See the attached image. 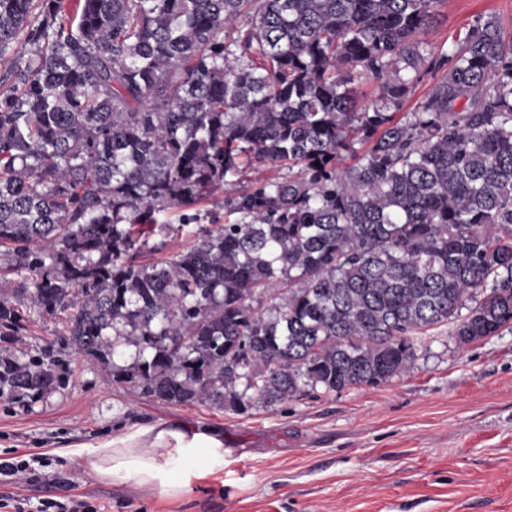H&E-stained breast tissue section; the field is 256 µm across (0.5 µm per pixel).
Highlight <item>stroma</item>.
Masks as SVG:
<instances>
[{
	"label": "stroma",
	"instance_id": "obj_1",
	"mask_svg": "<svg viewBox=\"0 0 512 512\" xmlns=\"http://www.w3.org/2000/svg\"><path fill=\"white\" fill-rule=\"evenodd\" d=\"M512 24V0H445L426 42L464 37L476 16ZM63 387L0 400V459L41 455V475L0 494L80 493L112 512H512V332L458 347L449 327L416 341L411 371L378 387L322 392L234 415L138 396L100 365L67 356ZM162 424L206 426L223 468L178 499L96 481L77 448Z\"/></svg>",
	"mask_w": 512,
	"mask_h": 512
}]
</instances>
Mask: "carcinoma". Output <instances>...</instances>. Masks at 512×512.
<instances>
[{"instance_id":"1","label":"carcinoma","mask_w":512,"mask_h":512,"mask_svg":"<svg viewBox=\"0 0 512 512\" xmlns=\"http://www.w3.org/2000/svg\"><path fill=\"white\" fill-rule=\"evenodd\" d=\"M442 2L0 0V57L27 50L0 77V275L26 272L0 295V399L56 392L69 349L244 415L407 374L445 325L461 348L512 331V28L429 44ZM34 313L64 315L62 349L11 351ZM446 67H442L440 69H429L423 75L421 81L413 88L412 93L409 96L406 107L404 109L405 112L411 110L414 106L415 102L423 98L432 88V86L440 79V77L444 74Z\"/></svg>"}]
</instances>
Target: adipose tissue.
Instances as JSON below:
<instances>
[{
	"label": "adipose tissue",
	"mask_w": 512,
	"mask_h": 512,
	"mask_svg": "<svg viewBox=\"0 0 512 512\" xmlns=\"http://www.w3.org/2000/svg\"><path fill=\"white\" fill-rule=\"evenodd\" d=\"M94 478L160 491L175 498L224 464V443L214 430L148 427L113 438L86 452Z\"/></svg>",
	"instance_id": "obj_1"
}]
</instances>
